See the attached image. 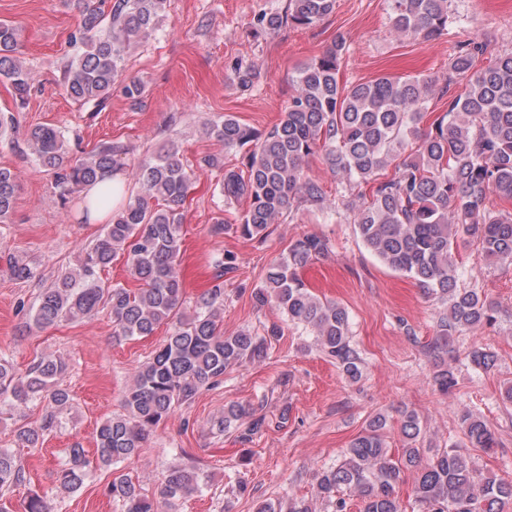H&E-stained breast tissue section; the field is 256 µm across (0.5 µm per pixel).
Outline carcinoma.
<instances>
[{
	"mask_svg": "<svg viewBox=\"0 0 512 512\" xmlns=\"http://www.w3.org/2000/svg\"><path fill=\"white\" fill-rule=\"evenodd\" d=\"M449 2L390 0L392 28L398 34L435 40L448 33ZM167 3L111 0L105 9L84 5L77 32L71 36L76 51L64 70L67 95L81 104L101 101L121 84L125 97L138 101L142 86L127 77V56L132 46L152 36ZM335 6L336 0H287L282 11L255 14L251 26L256 34L290 25L310 27ZM20 48L19 29L0 22V82L9 84L23 103L32 87ZM348 50L347 41L338 35L321 56L298 70L288 107L270 129L258 131L231 113L204 124L206 134L223 142L225 150H245V169L230 168L212 155L201 157L198 165L222 173L219 189L225 200H248L236 231L262 241L270 225L298 203L336 207L305 172L308 159L322 153L327 167L340 176L343 204L368 251L447 305L437 319L434 339L435 346H446L461 332L494 321L486 297L459 287L453 259L457 239L467 235L477 240L491 262H512V213L488 205L492 195L512 200V52L477 70L475 62L486 47L479 43L460 47L448 63V81L466 80L467 92L448 101V111L425 129L421 124L434 95L433 81L423 75L382 76L342 85L338 74ZM410 143L414 151L402 156ZM26 144L37 165L53 175L54 190L64 204L102 174L124 166L125 150L118 143H104L87 156H69L64 134L53 127L32 129ZM392 164L394 175L383 176ZM132 176L137 191L112 213L103 234L85 249L78 264L61 269L31 308L37 328L92 318L105 309L113 336L119 339L147 337L160 324L169 326L163 344L123 392V412L97 429L96 464L106 470L140 457L162 420L221 383L233 367L263 361L272 341L281 336L275 324L262 335L251 330L224 335L223 274L235 268L232 254L218 261L220 274L194 310H183L178 258L194 173L183 165L178 144L172 142L139 161ZM362 184L368 193L351 194ZM17 189L11 170L1 167V225L10 222ZM328 252L327 240L316 235L295 239L287 253L268 267L251 299L258 308L274 304L287 321L309 328L319 350L356 381L363 360L351 340L347 309L315 297L299 276V269ZM120 258L139 282L138 288L111 284L101 276ZM4 259L12 279L30 282L40 277L26 258L9 253ZM467 357L483 370L496 362L495 352L479 344ZM68 371L65 360L43 357L19 373L0 357V420L34 402L46 400L57 408L68 405L70 393L63 387ZM434 382L443 392L457 385L453 369L443 365L435 371ZM247 415L242 406L230 407L224 411V428ZM53 424L50 417L39 427L17 426L18 446H36ZM459 424L463 447L487 452L497 446L495 432L482 416L464 410ZM268 425L266 416L253 415L240 437L247 440ZM386 426L384 414L369 417L344 459L317 475L316 497L331 512H349L353 498L360 503V512H405L396 485L406 470L415 471L417 512L512 509V479L482 471L459 448H445L422 462L418 448L422 429L416 413L403 415L404 448L395 461L386 447ZM89 465L85 448L75 443L58 473L60 488L78 491ZM25 480L24 460L0 448V498ZM203 485L200 468L177 464L163 474L160 495L171 505L201 492ZM108 491L123 512H155L139 479L129 472L115 474Z\"/></svg>",
	"mask_w": 512,
	"mask_h": 512,
	"instance_id": "carcinoma-1",
	"label": "carcinoma"
}]
</instances>
